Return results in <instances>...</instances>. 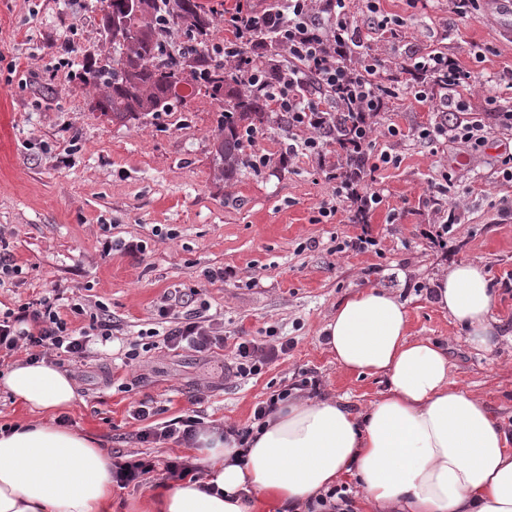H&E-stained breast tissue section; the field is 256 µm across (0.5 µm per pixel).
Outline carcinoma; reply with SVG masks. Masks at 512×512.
<instances>
[{"mask_svg":"<svg viewBox=\"0 0 512 512\" xmlns=\"http://www.w3.org/2000/svg\"><path fill=\"white\" fill-rule=\"evenodd\" d=\"M104 40L116 53L84 71L80 81L99 90L95 108L117 123L142 120L183 102L178 89L205 88L224 103L218 120L219 137L213 160L220 177L244 164L241 135L268 118L263 100L239 92L224 96V68L207 51L210 20L199 0H143L132 8L129 0H106ZM177 27L196 36V45L180 59L165 57V30Z\"/></svg>","mask_w":512,"mask_h":512,"instance_id":"obj_1","label":"carcinoma"}]
</instances>
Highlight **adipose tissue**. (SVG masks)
Instances as JSON below:
<instances>
[{
    "label": "adipose tissue",
    "instance_id": "obj_1",
    "mask_svg": "<svg viewBox=\"0 0 512 512\" xmlns=\"http://www.w3.org/2000/svg\"><path fill=\"white\" fill-rule=\"evenodd\" d=\"M436 304L472 346L497 344L495 295L482 267L439 277ZM344 371L381 376L387 390L365 414L333 399L282 404L246 446L220 428L200 432L197 481H165L137 512H306L355 475L370 512H512V438L486 402L450 378L446 351L411 338L405 304L389 290L344 298L325 327ZM30 419L0 425V512H112V460L95 439L55 423L77 400L71 376L43 362L0 375Z\"/></svg>",
    "mask_w": 512,
    "mask_h": 512
}]
</instances>
